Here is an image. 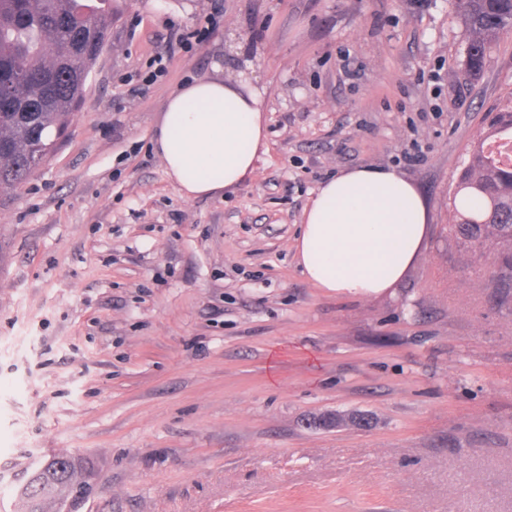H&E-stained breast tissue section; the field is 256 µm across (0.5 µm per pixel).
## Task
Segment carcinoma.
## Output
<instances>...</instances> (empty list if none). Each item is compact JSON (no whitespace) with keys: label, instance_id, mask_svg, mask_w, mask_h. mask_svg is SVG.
Instances as JSON below:
<instances>
[{"label":"carcinoma","instance_id":"1","mask_svg":"<svg viewBox=\"0 0 512 512\" xmlns=\"http://www.w3.org/2000/svg\"><path fill=\"white\" fill-rule=\"evenodd\" d=\"M470 39L464 73L476 77L499 35L512 28V0H459ZM112 24V0H0V188H15L54 151L77 111ZM512 139V100L494 113L486 134L467 151L452 200L449 234L494 267L491 287L512 305V164L489 152ZM84 456H53L27 472L16 512H80L93 490Z\"/></svg>","mask_w":512,"mask_h":512}]
</instances>
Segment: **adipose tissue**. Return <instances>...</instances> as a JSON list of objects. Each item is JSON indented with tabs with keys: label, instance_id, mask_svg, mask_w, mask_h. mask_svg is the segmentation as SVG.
I'll return each instance as SVG.
<instances>
[{
	"label": "adipose tissue",
	"instance_id": "1",
	"mask_svg": "<svg viewBox=\"0 0 512 512\" xmlns=\"http://www.w3.org/2000/svg\"><path fill=\"white\" fill-rule=\"evenodd\" d=\"M264 93L221 78L171 95L153 143L187 199L211 197L255 172L266 151ZM428 209L401 171L355 167L324 181L302 217L297 253L316 287L358 296L397 287L421 251Z\"/></svg>",
	"mask_w": 512,
	"mask_h": 512
}]
</instances>
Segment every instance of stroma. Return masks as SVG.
Masks as SVG:
<instances>
[{"label":"stroma","instance_id":"35a3bbf8","mask_svg":"<svg viewBox=\"0 0 512 512\" xmlns=\"http://www.w3.org/2000/svg\"><path fill=\"white\" fill-rule=\"evenodd\" d=\"M467 43L453 0H112L65 137L0 190V512L62 454L94 463L82 512H512V310L448 233L512 28L468 82ZM216 76L264 89L268 150L188 200L152 138ZM389 165L429 205L414 264L375 296L315 287L312 193Z\"/></svg>","mask_w":512,"mask_h":512}]
</instances>
